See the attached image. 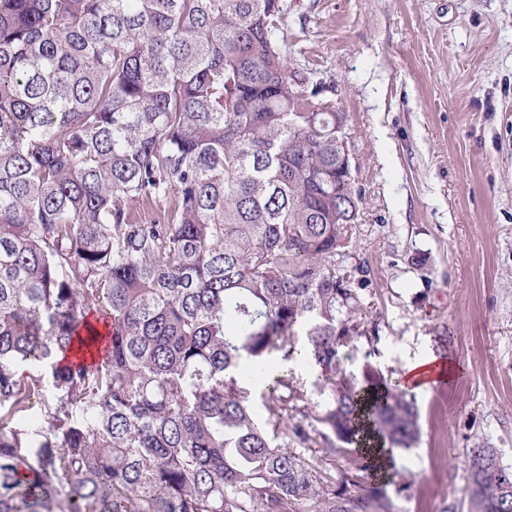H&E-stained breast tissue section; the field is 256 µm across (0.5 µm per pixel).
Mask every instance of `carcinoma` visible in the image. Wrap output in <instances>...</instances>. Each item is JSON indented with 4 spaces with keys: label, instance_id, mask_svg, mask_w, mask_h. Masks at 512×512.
<instances>
[{
    "label": "carcinoma",
    "instance_id": "carcinoma-1",
    "mask_svg": "<svg viewBox=\"0 0 512 512\" xmlns=\"http://www.w3.org/2000/svg\"><path fill=\"white\" fill-rule=\"evenodd\" d=\"M287 12L0 0V512H392L373 444L414 447L416 397L342 367L360 198ZM304 354L311 392L268 368ZM467 494L512 512L485 442Z\"/></svg>",
    "mask_w": 512,
    "mask_h": 512
}]
</instances>
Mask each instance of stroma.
<instances>
[{
	"label": "stroma",
	"mask_w": 512,
	"mask_h": 512,
	"mask_svg": "<svg viewBox=\"0 0 512 512\" xmlns=\"http://www.w3.org/2000/svg\"><path fill=\"white\" fill-rule=\"evenodd\" d=\"M287 3L288 54L341 112L361 196L369 335L342 365L457 369L417 392L386 491L396 512H468L470 448L512 464V0Z\"/></svg>",
	"instance_id": "obj_1"
}]
</instances>
